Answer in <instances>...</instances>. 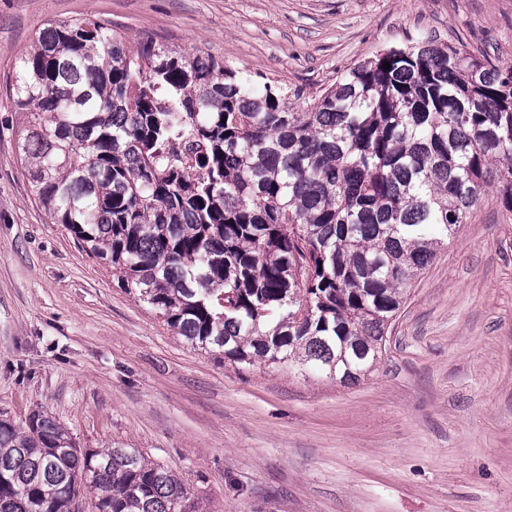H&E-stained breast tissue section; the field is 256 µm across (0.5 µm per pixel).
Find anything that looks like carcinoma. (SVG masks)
Here are the masks:
<instances>
[{
    "label": "carcinoma",
    "mask_w": 512,
    "mask_h": 512,
    "mask_svg": "<svg viewBox=\"0 0 512 512\" xmlns=\"http://www.w3.org/2000/svg\"><path fill=\"white\" fill-rule=\"evenodd\" d=\"M12 93L34 200L176 335L239 365L359 382L487 187L512 213V67L444 43L386 49L298 112L209 55L81 17L39 29ZM85 490L96 512H209L138 448L0 419V512H74Z\"/></svg>",
    "instance_id": "carcinoma-1"
}]
</instances>
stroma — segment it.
<instances>
[{"label": "stroma", "mask_w": 512, "mask_h": 512, "mask_svg": "<svg viewBox=\"0 0 512 512\" xmlns=\"http://www.w3.org/2000/svg\"><path fill=\"white\" fill-rule=\"evenodd\" d=\"M80 16L211 55L306 108L432 39L512 66V0H0V416L141 449L215 512H512V213L487 188L357 384L241 367L176 336L35 202L16 58Z\"/></svg>", "instance_id": "35a3bbf8"}]
</instances>
